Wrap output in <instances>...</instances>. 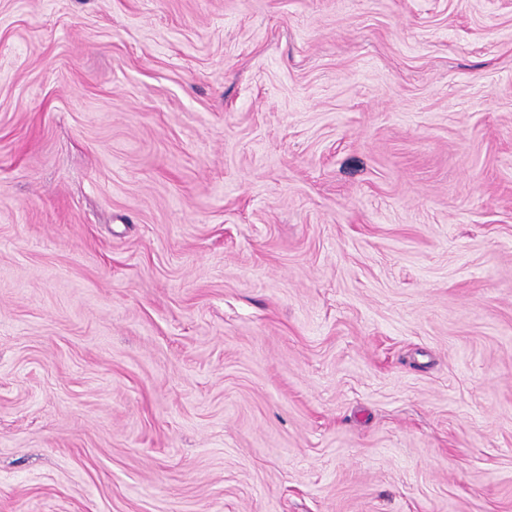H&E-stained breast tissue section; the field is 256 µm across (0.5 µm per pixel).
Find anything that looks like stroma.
Returning a JSON list of instances; mask_svg holds the SVG:
<instances>
[{
	"label": "stroma",
	"instance_id": "35a3bbf8",
	"mask_svg": "<svg viewBox=\"0 0 512 512\" xmlns=\"http://www.w3.org/2000/svg\"><path fill=\"white\" fill-rule=\"evenodd\" d=\"M0 512H512V0H0Z\"/></svg>",
	"mask_w": 512,
	"mask_h": 512
}]
</instances>
